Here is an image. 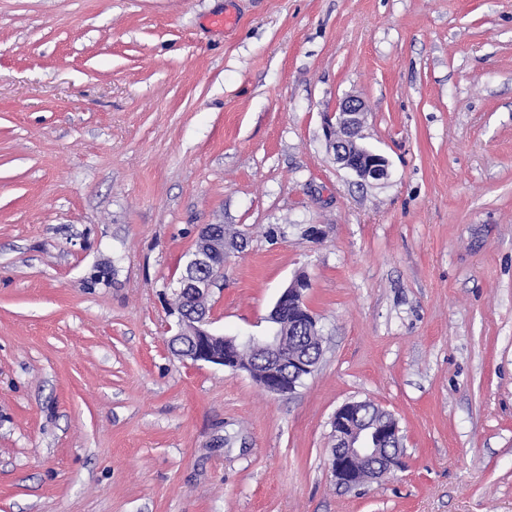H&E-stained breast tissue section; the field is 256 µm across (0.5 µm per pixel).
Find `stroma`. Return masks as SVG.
<instances>
[{
    "label": "stroma",
    "instance_id": "obj_1",
    "mask_svg": "<svg viewBox=\"0 0 512 512\" xmlns=\"http://www.w3.org/2000/svg\"><path fill=\"white\" fill-rule=\"evenodd\" d=\"M206 224L217 333L310 282L289 396L168 348ZM365 400L406 468L349 491ZM0 512H512V0H0ZM365 117V105L358 96L344 99L339 106L336 123L325 121V136L334 151V159L365 182L383 181L390 176L388 159L365 146L360 134ZM363 401H349L333 415L330 468L336 484L346 490L404 470L406 461L403 434L398 419L381 408L382 416L363 417ZM386 445V446H383ZM356 462L360 469H354Z\"/></svg>",
    "mask_w": 512,
    "mask_h": 512
}]
</instances>
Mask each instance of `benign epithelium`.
<instances>
[{
    "label": "benign epithelium",
    "mask_w": 512,
    "mask_h": 512,
    "mask_svg": "<svg viewBox=\"0 0 512 512\" xmlns=\"http://www.w3.org/2000/svg\"><path fill=\"white\" fill-rule=\"evenodd\" d=\"M365 105L358 96L344 99L336 119L325 121V136L334 151V159L341 167L359 179L383 181L390 176L389 160L361 142ZM224 258V234L217 227L206 224L199 230L194 250L177 279L172 294L180 302L171 308L176 317L175 333L169 345L186 341L190 353L185 359L239 370L235 363L238 342L211 330L209 307L211 287L216 281L217 260ZM308 280L296 276L278 297L270 311L269 321L279 324V314L287 308L299 312V322L317 328V320L307 309L305 290ZM254 346L265 360L267 370L253 375L265 390L277 395L294 393L296 387L310 376L319 359L304 353L290 355L282 346L279 330L268 336L252 337ZM359 401H349L333 415L330 468L336 484L346 490L357 489L368 482L405 469L403 434L398 419L387 410L382 416L361 415Z\"/></svg>",
    "instance_id": "benign-epithelium-1"
}]
</instances>
